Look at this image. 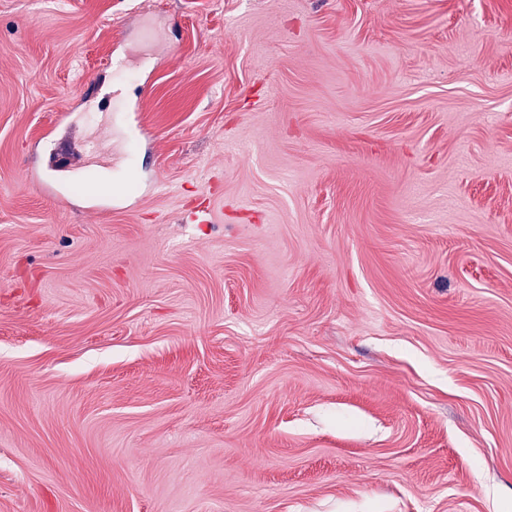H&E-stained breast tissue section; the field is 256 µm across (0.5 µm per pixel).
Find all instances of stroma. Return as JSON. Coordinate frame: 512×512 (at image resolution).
<instances>
[{"mask_svg":"<svg viewBox=\"0 0 512 512\" xmlns=\"http://www.w3.org/2000/svg\"><path fill=\"white\" fill-rule=\"evenodd\" d=\"M0 512H512V0H0Z\"/></svg>","mask_w":512,"mask_h":512,"instance_id":"1","label":"stroma"}]
</instances>
